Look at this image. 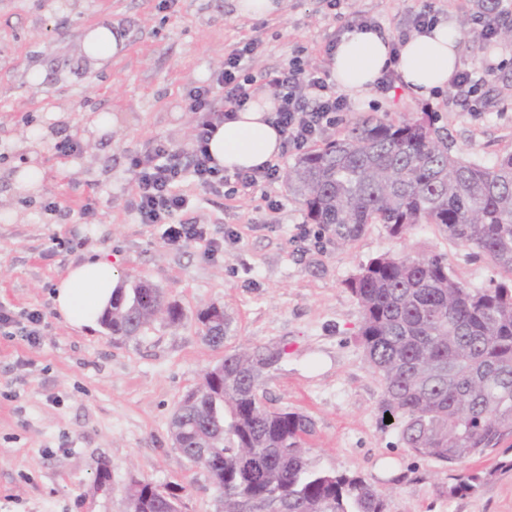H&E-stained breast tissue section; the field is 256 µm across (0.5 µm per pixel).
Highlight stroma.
Instances as JSON below:
<instances>
[{
    "mask_svg": "<svg viewBox=\"0 0 512 512\" xmlns=\"http://www.w3.org/2000/svg\"><path fill=\"white\" fill-rule=\"evenodd\" d=\"M437 19L482 29L498 0H284L276 17L240 19L231 0H0V305L45 315L39 344L0 335V512H127L133 480L182 486V512H224L204 469L174 447L170 423L183 397L224 354L279 347L266 374L268 409L299 412L313 422L304 446L321 470L368 478L387 498V512H512V438L468 470L490 473L476 492L449 497L446 464L410 452L398 428L381 420L382 387L371 372L358 331L362 311L347 280L382 254H439L473 289L500 281L485 257L448 239L434 224L401 237L366 225L337 242L306 213L285 178L231 196L192 178L178 185L190 201L182 220L206 224L225 240L208 257L204 243L171 247L165 225L141 223L131 205L134 156L166 142L191 145L196 125L183 109L188 88L210 82L224 54L255 38L248 62L256 77L300 58L330 69L325 49L359 16L382 35L410 33L424 8ZM115 30L123 50L92 61L82 50L97 26ZM492 43L463 40L462 69L483 81L480 115L455 88L416 99L396 83L386 94L350 93L352 109L336 115L319 142L342 135L360 117H430L464 159L489 165L512 152V22ZM495 66L484 76V64ZM40 83H32V72ZM116 131L98 135L96 117ZM43 133L36 159L22 150ZM78 153L58 151L61 141ZM44 171L41 190L17 195L12 176L28 162ZM57 202L58 211L47 208ZM94 214L82 215L85 203ZM90 255L111 258L125 287L146 281L177 303L178 324L154 320L138 336L83 332L58 319L54 282ZM220 307L229 322L222 348L210 346L200 312Z\"/></svg>",
    "mask_w": 512,
    "mask_h": 512,
    "instance_id": "35a3bbf8",
    "label": "stroma"
}]
</instances>
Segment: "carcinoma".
I'll return each mask as SVG.
<instances>
[{
    "label": "carcinoma",
    "instance_id": "obj_1",
    "mask_svg": "<svg viewBox=\"0 0 512 512\" xmlns=\"http://www.w3.org/2000/svg\"><path fill=\"white\" fill-rule=\"evenodd\" d=\"M288 189L307 218L349 242L367 224L403 236L436 224L449 239L485 256L505 278L473 290L445 258L381 255L347 287L362 309L358 340L382 386L380 408L412 452L452 468L512 437V153L490 166L452 151L431 122L368 115L344 134L299 156ZM154 320L137 283L112 299V335H138ZM281 349L224 355V379L204 376L199 396L182 398L171 433L179 452L195 454L196 436L211 448L201 466L224 499V512H386L365 477L315 468L303 448L313 421L271 411L260 396L263 374ZM483 480L461 470L448 496ZM181 487H152L137 512Z\"/></svg>",
    "mask_w": 512,
    "mask_h": 512
}]
</instances>
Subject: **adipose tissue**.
<instances>
[{"label":"adipose tissue","mask_w":512,"mask_h":512,"mask_svg":"<svg viewBox=\"0 0 512 512\" xmlns=\"http://www.w3.org/2000/svg\"><path fill=\"white\" fill-rule=\"evenodd\" d=\"M462 35L452 24L441 22L431 32L407 39L398 57H391L389 40L375 31H354L344 36L332 57L331 74L345 91L373 88L384 70H397L416 98L443 91L460 65ZM274 103L263 96L252 100L219 124L208 149L218 168L233 173L273 162L281 152L282 136L269 118ZM120 284L111 261L100 255L69 266L55 285L53 309L71 327L98 330Z\"/></svg>","instance_id":"ef3b65f1"}]
</instances>
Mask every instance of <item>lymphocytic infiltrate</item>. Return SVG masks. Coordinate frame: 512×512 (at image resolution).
<instances>
[{
  "instance_id": "f902f5d3",
  "label": "lymphocytic infiltrate",
  "mask_w": 512,
  "mask_h": 512,
  "mask_svg": "<svg viewBox=\"0 0 512 512\" xmlns=\"http://www.w3.org/2000/svg\"><path fill=\"white\" fill-rule=\"evenodd\" d=\"M258 47V40L252 39L225 53L224 67L214 73L210 84L187 90L185 105L196 116L195 136L188 152L171 153L160 142L149 153L132 161L135 208L142 223L166 224L165 242L169 246L204 240L211 256L222 248L220 242L208 239L205 225L196 221L174 223V216L188 207L177 185L189 175L204 189L223 192L224 176L213 166L207 144L216 124L254 99L255 81L247 72V62ZM263 87L274 101L273 122L284 137V146L298 151L306 150L337 113L351 109L350 101L337 94L329 71L308 68L294 60L267 73ZM217 88L224 92V106L220 109L213 98Z\"/></svg>"
}]
</instances>
